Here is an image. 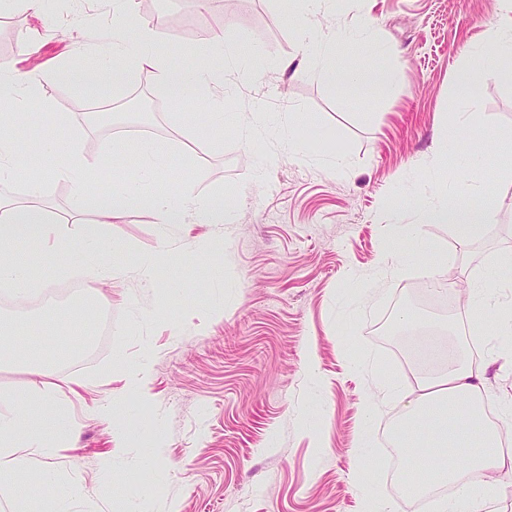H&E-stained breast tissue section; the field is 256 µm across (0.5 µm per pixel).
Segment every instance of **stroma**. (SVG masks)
<instances>
[{
	"instance_id": "35a3bbf8",
	"label": "stroma",
	"mask_w": 512,
	"mask_h": 512,
	"mask_svg": "<svg viewBox=\"0 0 512 512\" xmlns=\"http://www.w3.org/2000/svg\"><path fill=\"white\" fill-rule=\"evenodd\" d=\"M50 25L31 13L0 9V66L19 71L63 68L75 55L105 52L112 41V0H43ZM291 0H132L121 20L128 45L144 26L164 37L161 56L179 66L202 62L216 34L237 43L239 77L229 92L243 112L265 105L291 118L307 156L291 157L263 131L220 136L221 150L174 132L155 75L131 68L107 102L120 106L144 89L146 119H112L83 127L81 149L97 158L103 140L123 145L158 138L186 150L183 164L206 167L194 195H216L237 209L232 224L161 229L153 214L130 207L112 227L127 264L113 284L85 283L112 311V339L96 358L54 357L45 377L0 367V396L27 400L51 386L76 430L50 464L62 485L78 481L75 512H364L367 494L395 512H412L383 479L385 450L406 416V402L384 396L381 382L416 383L382 329L407 314L440 344L477 355L481 394L495 412L512 408V335L495 323L463 326L460 307L412 304L431 275L489 277L495 300L512 301V268L496 269L512 250V80L489 78L478 112L457 93L477 67L473 45L504 13L503 0H326L316 27L367 36L329 56L303 52ZM292 59L287 72L275 65ZM343 64L391 70L398 80L366 101L346 104L320 71ZM463 135L453 153L482 146L492 169L479 181L471 168L449 174L441 156L449 122ZM344 157L339 172L326 158ZM489 183L500 215L484 236L460 238L445 224L419 222V202L482 201ZM171 252L153 282L140 274L160 236ZM393 250L415 252L413 265L381 277ZM23 322L28 338L48 342L59 330L51 308L19 311L0 293V315ZM148 362L146 390L130 388L126 370ZM114 399L105 420L93 405ZM376 399L373 415L364 404ZM132 432L111 474L98 464L117 425ZM369 433L370 447L356 457ZM163 444L140 470L144 434Z\"/></svg>"
}]
</instances>
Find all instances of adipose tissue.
I'll return each instance as SVG.
<instances>
[{
	"mask_svg": "<svg viewBox=\"0 0 512 512\" xmlns=\"http://www.w3.org/2000/svg\"><path fill=\"white\" fill-rule=\"evenodd\" d=\"M318 3L319 0H304L298 22L300 43L303 49L317 47L332 55L340 46L353 42L355 36L341 32L317 33L307 14ZM478 54L493 76L499 75L503 60L512 61V2L501 22L488 31ZM328 78L340 88L345 100L356 101L370 90L387 88L395 82L396 75L386 70L354 72L340 68L331 71ZM497 209V198L489 191L480 212L461 210L452 201L441 205L423 202L419 205V215L427 223L453 225L457 233L468 237L486 232V224ZM49 354L48 348L23 341L17 323L0 320L1 365L15 363L25 367L29 374L40 376ZM477 377V371L463 352L449 349L444 368L421 379L409 402L410 428L429 438L435 449L433 461L427 468L428 481L413 484V491L424 494L438 483L459 485L455 497L441 504V512H471L473 504L490 501L488 488L460 483L465 470H512V456L504 455L499 448L498 428L483 423ZM36 398L47 413L41 420L15 402L0 403V473L14 476L16 501L22 506L56 482L57 477L45 460L58 446L60 436L72 429L70 418L56 408L52 393L41 391Z\"/></svg>",
	"mask_w": 512,
	"mask_h": 512,
	"instance_id": "adipose-tissue-1",
	"label": "adipose tissue"
}]
</instances>
